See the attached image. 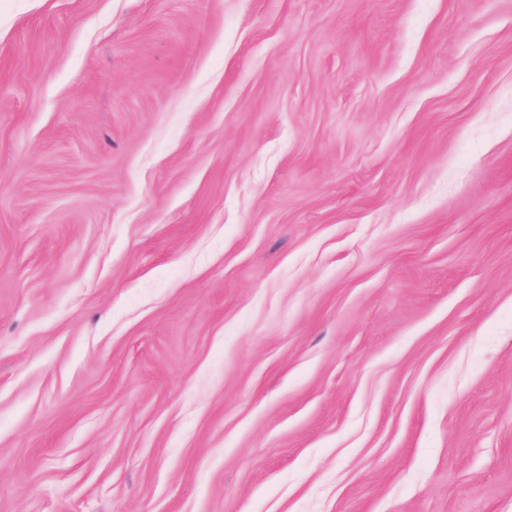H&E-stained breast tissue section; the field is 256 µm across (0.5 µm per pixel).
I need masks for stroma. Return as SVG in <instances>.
<instances>
[{"label": "stroma", "mask_w": 512, "mask_h": 512, "mask_svg": "<svg viewBox=\"0 0 512 512\" xmlns=\"http://www.w3.org/2000/svg\"><path fill=\"white\" fill-rule=\"evenodd\" d=\"M0 512H512V0H0Z\"/></svg>", "instance_id": "1"}]
</instances>
